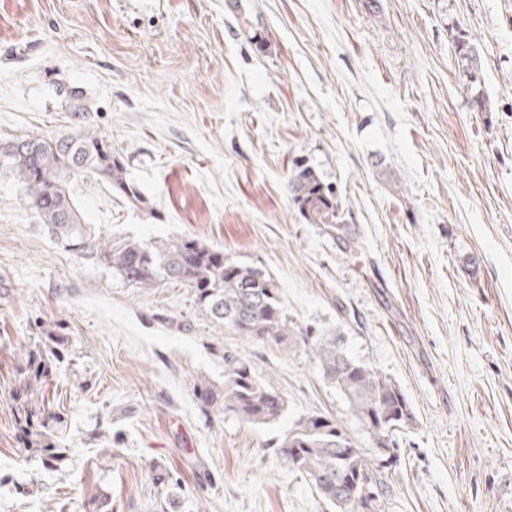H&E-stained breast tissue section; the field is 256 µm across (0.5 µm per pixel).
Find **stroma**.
Instances as JSON below:
<instances>
[{"instance_id":"obj_1","label":"stroma","mask_w":512,"mask_h":512,"mask_svg":"<svg viewBox=\"0 0 512 512\" xmlns=\"http://www.w3.org/2000/svg\"><path fill=\"white\" fill-rule=\"evenodd\" d=\"M457 25L494 111L458 78ZM59 85L146 199L81 183L85 223L262 267L294 326L342 331L401 388L414 419L382 512H512V0H0V142L69 133ZM298 163L337 189L352 249L294 208ZM55 345L25 387L24 351ZM226 347L284 394L278 421L202 409ZM39 393L63 418L54 468L20 421ZM311 410L376 456L301 337L251 342L190 289L121 284L0 172V512H333L273 449Z\"/></svg>"}]
</instances>
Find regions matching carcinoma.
Wrapping results in <instances>:
<instances>
[{
	"mask_svg": "<svg viewBox=\"0 0 512 512\" xmlns=\"http://www.w3.org/2000/svg\"><path fill=\"white\" fill-rule=\"evenodd\" d=\"M459 78L468 89L482 77L481 54L470 32L453 34ZM73 132L61 137L26 136L0 144V168L22 186L48 233L65 250L112 272V278L132 288L177 285L193 290L194 300L224 330L268 345L282 346L295 327L280 301L278 282L268 272L186 236L141 243L106 237L84 222L75 181L93 179L134 208L145 203L127 180L125 158L112 139L85 125L88 108L78 90L62 88ZM40 145L36 156L20 159L22 141ZM64 186L57 188L54 182ZM291 201L310 224H321L345 248L356 243L346 223L337 193L308 166L294 170L289 182ZM304 344L322 378L343 397L352 416L370 433L377 447L373 461L342 425L328 413L299 415L275 442V453L288 469L300 474L317 495L337 512H361L356 485L368 477L376 482L372 512H380L390 491L389 469L397 458L393 437L413 418L412 407L395 382L371 366L351 359L344 334L305 333ZM224 386L196 385L203 408L254 426L270 424L286 412L288 401L271 382L260 379L251 362L236 350L224 349Z\"/></svg>",
	"mask_w": 512,
	"mask_h": 512,
	"instance_id": "1",
	"label": "carcinoma"
}]
</instances>
